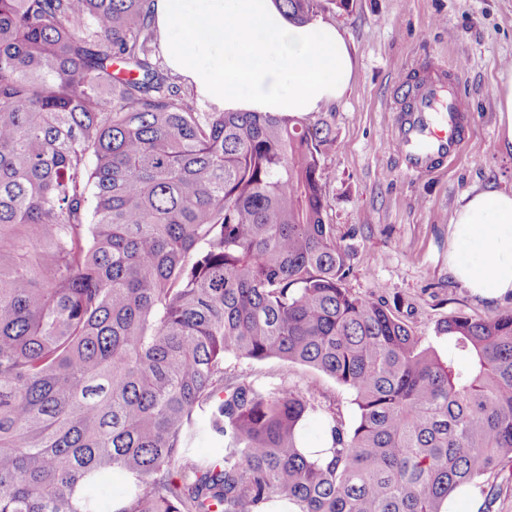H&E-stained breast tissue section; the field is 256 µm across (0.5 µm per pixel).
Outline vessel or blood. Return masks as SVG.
<instances>
[{"instance_id": "vessel-or-blood-1", "label": "vessel or blood", "mask_w": 512, "mask_h": 512, "mask_svg": "<svg viewBox=\"0 0 512 512\" xmlns=\"http://www.w3.org/2000/svg\"><path fill=\"white\" fill-rule=\"evenodd\" d=\"M426 77L405 89L391 142L408 170L425 173L457 155L466 140L463 103L456 83L443 68L427 60L419 64Z\"/></svg>"}]
</instances>
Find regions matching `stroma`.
Returning <instances> with one entry per match:
<instances>
[{
    "instance_id": "stroma-1",
    "label": "stroma",
    "mask_w": 512,
    "mask_h": 512,
    "mask_svg": "<svg viewBox=\"0 0 512 512\" xmlns=\"http://www.w3.org/2000/svg\"><path fill=\"white\" fill-rule=\"evenodd\" d=\"M354 57L346 95L329 105L336 148L323 159L330 223L353 254L348 286L358 296L398 305L399 317L440 355V321L455 313L491 320L512 310V298L479 300L448 273L449 224L472 188L512 191V153L497 147L495 88L512 66V0H350L337 13ZM456 67L467 103L470 136L448 166L417 175L394 152L397 81L425 59ZM227 369L287 383L316 407L305 437L321 438L326 419L352 429L357 407L349 389L304 365L227 358Z\"/></svg>"
}]
</instances>
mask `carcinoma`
Segmentation results:
<instances>
[{
	"mask_svg": "<svg viewBox=\"0 0 512 512\" xmlns=\"http://www.w3.org/2000/svg\"><path fill=\"white\" fill-rule=\"evenodd\" d=\"M154 2L0 0V512H100L117 473L110 512H442L512 461V311L441 321L443 358L353 294L328 120L199 106ZM229 355L330 376L355 426L306 457L316 407Z\"/></svg>",
	"mask_w": 512,
	"mask_h": 512,
	"instance_id": "1",
	"label": "carcinoma"
}]
</instances>
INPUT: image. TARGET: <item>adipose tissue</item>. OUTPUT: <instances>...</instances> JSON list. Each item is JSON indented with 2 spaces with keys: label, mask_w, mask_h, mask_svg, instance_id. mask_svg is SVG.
<instances>
[{
  "label": "adipose tissue",
  "mask_w": 512,
  "mask_h": 512,
  "mask_svg": "<svg viewBox=\"0 0 512 512\" xmlns=\"http://www.w3.org/2000/svg\"><path fill=\"white\" fill-rule=\"evenodd\" d=\"M168 67L228 112L307 117L341 99L354 59L340 28L290 23L278 0H155ZM448 272L472 296L512 297V192L472 189L454 210Z\"/></svg>",
  "instance_id": "obj_1"
}]
</instances>
